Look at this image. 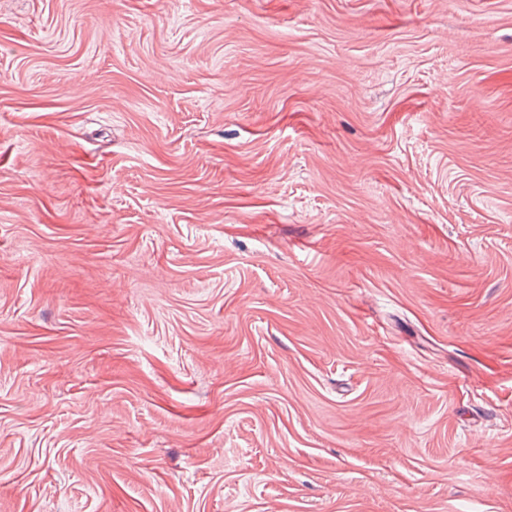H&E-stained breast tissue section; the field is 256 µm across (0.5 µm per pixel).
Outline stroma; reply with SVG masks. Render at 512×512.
I'll use <instances>...</instances> for the list:
<instances>
[{"label": "stroma", "instance_id": "obj_1", "mask_svg": "<svg viewBox=\"0 0 512 512\" xmlns=\"http://www.w3.org/2000/svg\"><path fill=\"white\" fill-rule=\"evenodd\" d=\"M0 512H512V0H0Z\"/></svg>", "mask_w": 512, "mask_h": 512}]
</instances>
